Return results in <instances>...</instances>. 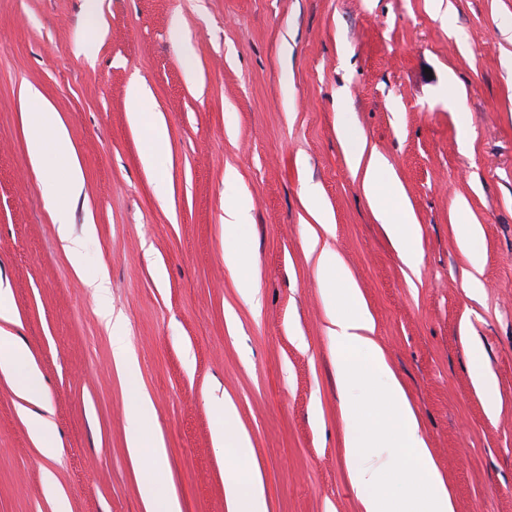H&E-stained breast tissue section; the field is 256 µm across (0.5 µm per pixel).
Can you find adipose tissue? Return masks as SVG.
<instances>
[{
	"instance_id": "adipose-tissue-1",
	"label": "adipose tissue",
	"mask_w": 512,
	"mask_h": 512,
	"mask_svg": "<svg viewBox=\"0 0 512 512\" xmlns=\"http://www.w3.org/2000/svg\"><path fill=\"white\" fill-rule=\"evenodd\" d=\"M25 109L24 134L27 151L36 173L59 180L51 201L56 219H63L71 200L82 189L79 162L63 123L51 105L30 88L21 92ZM143 148V163L157 174H164L169 164V139L166 128L153 115L134 117ZM381 164L370 160L363 179V191L373 211L383 216L387 234L407 267L418 264L416 242L420 228L401 199L394 184H379L376 174ZM307 211L314 224L305 240L307 256L323 284L327 306L328 335L336 343V380L341 391L344 419L343 458L347 476L360 493L362 512H385L389 497L386 474L403 470L408 482H426L428 492L421 512H453L454 506L444 481L421 434L416 416L399 381L391 370L375 336L374 320L359 288L354 284L342 258L326 236L330 226L315 201H308ZM249 204L241 199L224 208V263L238 275L237 287L244 299L258 291L257 276L240 248L247 230ZM18 321L8 289H0V375L10 384L23 403L22 419L39 454L48 460L59 455L60 443L52 434L51 407L42 377L30 348L19 343L13 332ZM113 359L132 387L128 444L130 458L140 476L139 494L145 512H181L172 486L157 477L166 467V456L157 436L149 431L154 408L150 397L137 391L138 368L135 358L123 344H115ZM381 382L378 398L383 409L376 425L369 426L351 413L355 390ZM214 410L222 419L214 440L224 449V492L229 512H267V503L259 477L253 470V448L239 423L236 406L230 397L214 401Z\"/></svg>"
}]
</instances>
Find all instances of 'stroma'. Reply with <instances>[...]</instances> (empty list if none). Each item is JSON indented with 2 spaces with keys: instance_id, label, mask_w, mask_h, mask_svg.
<instances>
[{
  "instance_id": "35a3bbf8",
  "label": "stroma",
  "mask_w": 512,
  "mask_h": 512,
  "mask_svg": "<svg viewBox=\"0 0 512 512\" xmlns=\"http://www.w3.org/2000/svg\"><path fill=\"white\" fill-rule=\"evenodd\" d=\"M91 7L103 37L88 51ZM135 80L148 92L138 106ZM28 86L53 104L80 159L76 255L26 152ZM137 107L168 130L166 175L140 160ZM346 128L413 210L417 271L362 191ZM308 193L454 512H512V0H0V285L62 445L58 460L39 456L0 377V512H52L47 470L71 512H144L127 447L131 391L112 360L119 338L183 512H229L209 403L226 393L268 512H361L342 458L336 344L304 252ZM239 197L250 204L240 246L258 270L253 304L224 264V206ZM462 215L481 229L478 275L457 240ZM101 273L105 304L86 286ZM479 365L496 378L493 415L474 390Z\"/></svg>"
}]
</instances>
